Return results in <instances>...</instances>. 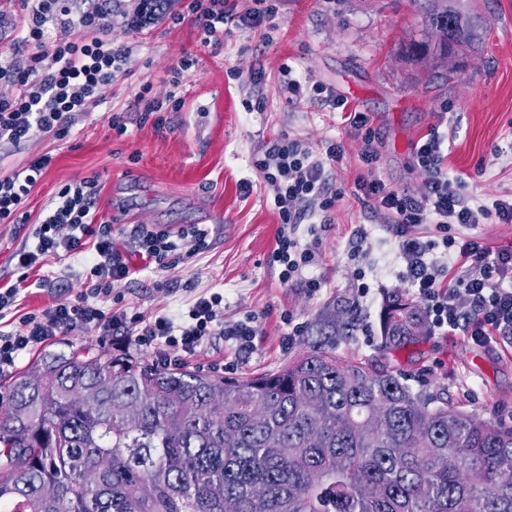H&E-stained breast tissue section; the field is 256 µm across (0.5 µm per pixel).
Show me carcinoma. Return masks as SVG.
<instances>
[{"label": "carcinoma", "instance_id": "cac0c4a2", "mask_svg": "<svg viewBox=\"0 0 512 512\" xmlns=\"http://www.w3.org/2000/svg\"><path fill=\"white\" fill-rule=\"evenodd\" d=\"M440 57L470 28L423 0ZM426 317L389 297L382 345ZM512 512V427L318 348L226 379L127 352H48L0 396V512Z\"/></svg>", "mask_w": 512, "mask_h": 512}]
</instances>
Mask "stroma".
<instances>
[{
    "mask_svg": "<svg viewBox=\"0 0 512 512\" xmlns=\"http://www.w3.org/2000/svg\"><path fill=\"white\" fill-rule=\"evenodd\" d=\"M474 28L471 40L448 59L412 50L422 39L421 13L414 0H285L274 30H233L220 50L203 46L189 24L160 19L141 32L112 20L114 41L131 44L124 78L104 93L93 112L76 116L63 140L35 135L20 147L0 145V173L43 153L53 155L46 174L31 190L29 221L0 223V285L18 284L13 309L0 330L18 332L30 313L49 311L61 301H77L86 288L83 255L46 258L20 274L14 256L34 245V224L59 188L99 176V214L115 227L155 224L175 229L204 226L209 246L186 256L177 252L171 267L143 269L129 255L132 275L115 284L105 310L120 306L149 320L188 309L201 294L224 296V324L253 318L256 334L248 349L221 336L210 337L185 357L186 365L227 378L273 372L312 347L322 346L345 360L363 361L403 374L424 391L481 419L512 425V338L474 342L463 331H426L415 345L381 347L380 313L388 294L411 296L402 265L383 271L390 247L380 214L364 207L352 190L365 169L358 154L361 136L351 133L328 107L306 101L288 106L280 90L281 66L297 77L325 85L366 112L379 161L374 177L414 193L424 181L413 159L415 143L438 128L448 146V170L462 177L474 195L512 194V0H457ZM195 58L182 80L185 104L165 115L163 125L142 121L134 103L141 84L166 88L172 65ZM262 64L265 109L248 112L242 101L252 91L251 69ZM122 113L125 135L109 124ZM304 140L317 151L327 139L342 141L336 179L347 194L335 222L319 232L317 263L311 275L324 283L310 294L302 282L281 283L268 263L280 228L271 187L260 186L253 161L263 143L277 135ZM258 183L245 193L243 182ZM370 232L359 261L348 255L355 226ZM367 269L370 288L359 296L356 272ZM300 326L289 337L290 323ZM124 347L157 361L133 337L76 330L47 341L46 349Z\"/></svg>",
    "mask_w": 512,
    "mask_h": 512,
    "instance_id": "1",
    "label": "stroma"
}]
</instances>
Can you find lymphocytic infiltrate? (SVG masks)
Masks as SVG:
<instances>
[{"mask_svg":"<svg viewBox=\"0 0 512 512\" xmlns=\"http://www.w3.org/2000/svg\"><path fill=\"white\" fill-rule=\"evenodd\" d=\"M282 0H137L124 13L129 29L140 31L161 15L172 24H190L204 46L220 49L232 29L258 30L272 26ZM21 11L18 49L0 56V143L21 144L43 133L62 140L71 132V120L101 103L104 88L121 79L132 51L110 37L107 18L111 0H93L81 8L76 0H18ZM57 29L49 37V29ZM281 92L289 104L313 100L339 112L348 127L366 129V113L351 109L347 100L326 87L294 78L291 67L281 70ZM444 138L431 129L414 146V160L426 178L418 193L389 187L378 178H358V199L384 215L396 247L395 257L405 263L413 288L431 328L454 332L484 342L494 336L512 335V245L486 246L474 230L482 224H512V199L486 203L469 196L459 178L449 176ZM344 156V145L326 140L320 151L285 135L264 142L254 167L263 182L274 189V204L281 227L268 262L279 270L282 283L304 280L310 293H318L321 279L304 277L315 260V246L302 235H316L318 226L333 223L344 188L330 189L335 168ZM51 154L30 159L23 167L0 176V223L28 221L25 204L32 188L52 163ZM98 177L64 184L37 227L34 246L17 253V266L31 269L43 257L66 252L85 257L93 279L91 288L77 302H63L44 316H29L23 332L0 331V372L13 368L19 358L48 338L78 329H109L134 337L139 346L163 356L190 355L213 336L244 340L255 335L248 322L224 326V298L214 293L198 296L187 311L161 314L143 321L127 311L112 315L94 305L99 295L110 293L114 283L125 280L130 269L116 244L111 220L98 216ZM311 227H304V220ZM435 225L442 241L421 240L413 228ZM126 238L143 259L163 265L186 242L190 253L207 248V233L197 227L178 234L150 225L136 224Z\"/></svg>","mask_w":512,"mask_h":512,"instance_id":"obj_1","label":"lymphocytic infiltrate"}]
</instances>
